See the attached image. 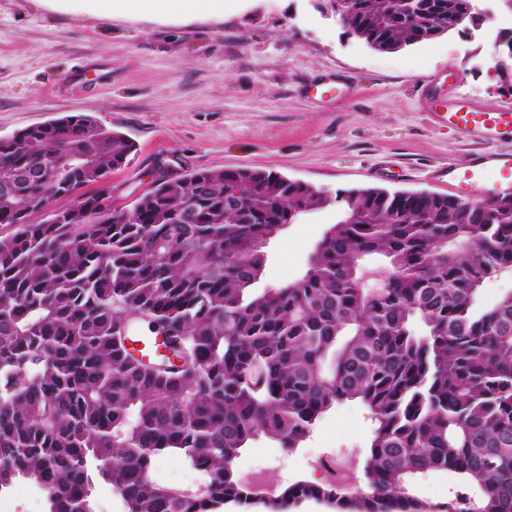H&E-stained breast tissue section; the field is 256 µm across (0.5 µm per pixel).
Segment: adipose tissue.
Wrapping results in <instances>:
<instances>
[{"label":"adipose tissue","mask_w":512,"mask_h":512,"mask_svg":"<svg viewBox=\"0 0 512 512\" xmlns=\"http://www.w3.org/2000/svg\"><path fill=\"white\" fill-rule=\"evenodd\" d=\"M66 9H77L109 19L116 14L134 16H180L220 19L227 0H57Z\"/></svg>","instance_id":"adipose-tissue-1"}]
</instances>
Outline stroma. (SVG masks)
Returning a JSON list of instances; mask_svg holds the SVG:
<instances>
[{"label": "stroma", "instance_id": "1", "mask_svg": "<svg viewBox=\"0 0 512 512\" xmlns=\"http://www.w3.org/2000/svg\"><path fill=\"white\" fill-rule=\"evenodd\" d=\"M327 0H244L218 20L101 19L40 0H0V138L89 114L133 144L109 176L132 208L159 171L272 170L333 195L360 187L448 194L431 178L482 144L432 121L424 75L454 72L475 105L512 104V62L485 63L486 27L459 25L397 52H380L326 12ZM335 207L286 225L267 249L262 282L302 276ZM371 434L349 402L317 422L288 454L259 441L237 462L243 475L314 478V456L347 455Z\"/></svg>", "mask_w": 512, "mask_h": 512}]
</instances>
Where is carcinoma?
Returning <instances> with one entry per match:
<instances>
[{
	"label": "carcinoma",
	"instance_id": "1",
	"mask_svg": "<svg viewBox=\"0 0 512 512\" xmlns=\"http://www.w3.org/2000/svg\"><path fill=\"white\" fill-rule=\"evenodd\" d=\"M471 0H347L342 24L398 50L434 27L479 23ZM132 144L70 115L0 139V493L35 487L44 512H512V199L475 204L377 187L330 196L273 171L195 170L133 208L102 190L53 218L31 207L104 179ZM336 205L305 273L259 286L266 248L297 217ZM171 355L144 363L134 324ZM348 401L372 422L355 483L278 485L264 499L237 461L260 439L288 453ZM166 457L202 488L151 476ZM441 471L448 501L416 495ZM512 290V271H506L487 280L482 287L483 300L491 304L504 292Z\"/></svg>",
	"mask_w": 512,
	"mask_h": 512
}]
</instances>
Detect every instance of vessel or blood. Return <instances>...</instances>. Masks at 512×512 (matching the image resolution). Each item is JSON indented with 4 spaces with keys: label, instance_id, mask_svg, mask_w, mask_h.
I'll return each mask as SVG.
<instances>
[{
    "label": "vessel or blood",
    "instance_id": "obj_1",
    "mask_svg": "<svg viewBox=\"0 0 512 512\" xmlns=\"http://www.w3.org/2000/svg\"><path fill=\"white\" fill-rule=\"evenodd\" d=\"M437 75L421 81V93L426 96L431 116L465 136L488 144L504 134H512V105L491 110L480 108L466 97L436 98L431 94ZM435 180L448 185L456 197H479L496 201L512 197V154L485 152L461 164H448L433 172ZM131 345L145 357L165 355L162 337L145 332L134 334Z\"/></svg>",
    "mask_w": 512,
    "mask_h": 512
}]
</instances>
